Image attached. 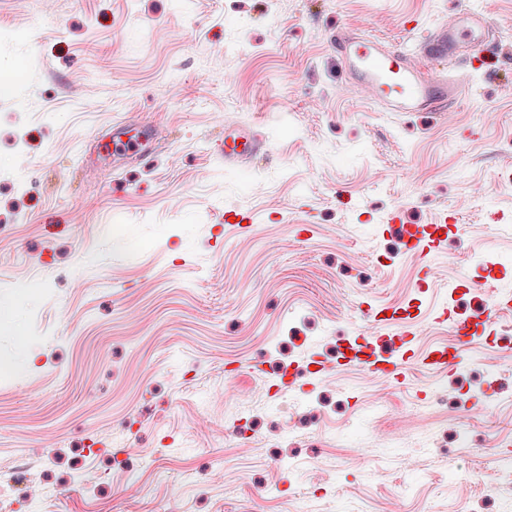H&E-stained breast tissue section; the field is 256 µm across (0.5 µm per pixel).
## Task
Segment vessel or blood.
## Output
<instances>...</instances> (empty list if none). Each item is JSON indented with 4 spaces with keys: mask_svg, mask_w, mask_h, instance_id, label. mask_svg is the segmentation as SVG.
<instances>
[{
    "mask_svg": "<svg viewBox=\"0 0 512 512\" xmlns=\"http://www.w3.org/2000/svg\"><path fill=\"white\" fill-rule=\"evenodd\" d=\"M327 43L345 75L347 87L363 91L376 110L447 112L465 97L470 86L468 57L479 48H497L499 35L489 16L464 9L416 40L410 53L363 29L345 25L336 26ZM270 152L271 146L261 134L225 127V165L243 166ZM388 223L401 233L407 250L419 255L442 248L446 242L436 225L404 224L395 213ZM371 317L375 330L357 337L356 352L349 362L364 368L371 377L400 382L406 377L404 358L381 354L380 344L389 332L398 335L400 341H408L417 334L419 325L396 308L372 310ZM492 324V318L483 313L453 319L457 348L432 351L424 359V366L444 370L462 364L463 348L490 330Z\"/></svg>",
    "mask_w": 512,
    "mask_h": 512,
    "instance_id": "obj_1",
    "label": "vessel or blood"
}]
</instances>
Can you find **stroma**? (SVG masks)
<instances>
[{
    "label": "stroma",
    "mask_w": 512,
    "mask_h": 512,
    "mask_svg": "<svg viewBox=\"0 0 512 512\" xmlns=\"http://www.w3.org/2000/svg\"><path fill=\"white\" fill-rule=\"evenodd\" d=\"M464 7L501 49L472 53L455 111L341 91L328 28L409 48ZM228 122L271 156L225 166ZM152 124L164 146L114 149ZM511 172L512 0H0L10 512H503L512 315L467 366L423 360L512 296ZM395 211L447 223L446 247L408 253ZM373 307L422 328L383 345L403 384L338 362ZM312 360L326 375L284 386Z\"/></svg>",
    "instance_id": "obj_1"
}]
</instances>
